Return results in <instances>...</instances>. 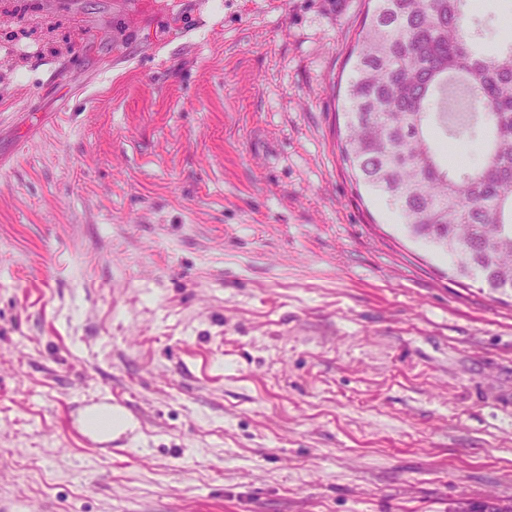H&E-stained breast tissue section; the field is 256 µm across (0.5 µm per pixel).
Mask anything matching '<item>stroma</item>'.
<instances>
[{
	"mask_svg": "<svg viewBox=\"0 0 512 512\" xmlns=\"http://www.w3.org/2000/svg\"><path fill=\"white\" fill-rule=\"evenodd\" d=\"M112 3L0 0V512L512 502V297L341 157L367 0Z\"/></svg>",
	"mask_w": 512,
	"mask_h": 512,
	"instance_id": "1",
	"label": "stroma"
}]
</instances>
